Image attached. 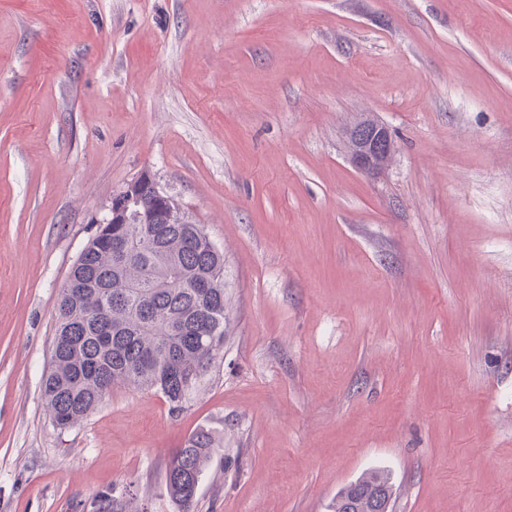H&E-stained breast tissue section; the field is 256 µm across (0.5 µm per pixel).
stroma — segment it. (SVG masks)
Returning a JSON list of instances; mask_svg holds the SVG:
<instances>
[{
	"instance_id": "obj_1",
	"label": "stroma",
	"mask_w": 512,
	"mask_h": 512,
	"mask_svg": "<svg viewBox=\"0 0 512 512\" xmlns=\"http://www.w3.org/2000/svg\"><path fill=\"white\" fill-rule=\"evenodd\" d=\"M396 141L347 160L358 114ZM224 254L227 337L173 412L42 396L69 271L142 171ZM512 512V0H0V512ZM348 159L359 173L375 176L384 171L395 154L388 127L369 116L358 118L346 129ZM213 443L209 432L197 431L188 438L167 468V492L186 509L195 498L200 478L211 458ZM388 489L393 492L390 474L381 469H370L353 482L348 494L355 506L352 512H379L380 495Z\"/></svg>"
}]
</instances>
